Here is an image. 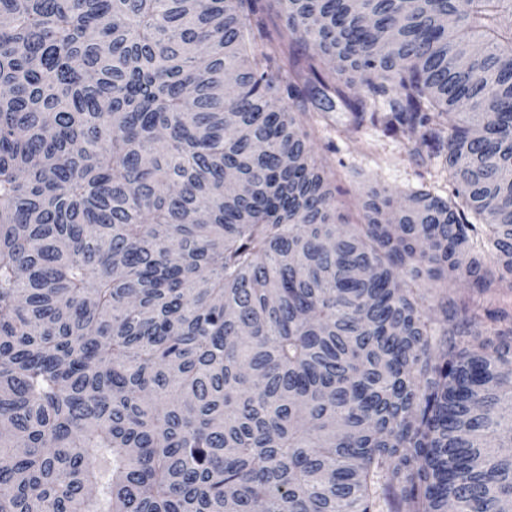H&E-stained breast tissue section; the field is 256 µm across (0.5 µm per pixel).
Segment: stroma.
Listing matches in <instances>:
<instances>
[{
	"label": "stroma",
	"instance_id": "1",
	"mask_svg": "<svg viewBox=\"0 0 512 512\" xmlns=\"http://www.w3.org/2000/svg\"><path fill=\"white\" fill-rule=\"evenodd\" d=\"M301 121L311 133L315 154L328 171L338 210L347 222L359 223L358 201L373 184L402 193L424 187L440 197L448 196L444 172L412 164L406 139L387 133L382 126L367 123L353 128L350 111L343 104H336L329 124L317 123L309 114Z\"/></svg>",
	"mask_w": 512,
	"mask_h": 512
}]
</instances>
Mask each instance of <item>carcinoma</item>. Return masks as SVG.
I'll return each mask as SVG.
<instances>
[{"mask_svg": "<svg viewBox=\"0 0 512 512\" xmlns=\"http://www.w3.org/2000/svg\"><path fill=\"white\" fill-rule=\"evenodd\" d=\"M280 3L0 0V512L507 506L512 0ZM336 98L452 194L337 223Z\"/></svg>", "mask_w": 512, "mask_h": 512, "instance_id": "1", "label": "carcinoma"}]
</instances>
